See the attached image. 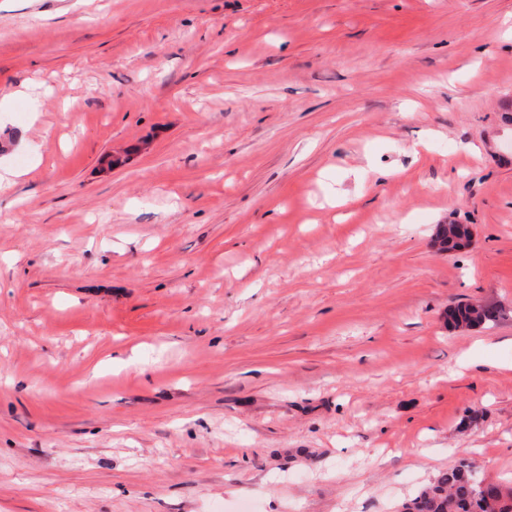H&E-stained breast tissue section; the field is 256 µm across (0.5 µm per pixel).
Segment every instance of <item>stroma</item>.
<instances>
[{
  "mask_svg": "<svg viewBox=\"0 0 512 512\" xmlns=\"http://www.w3.org/2000/svg\"><path fill=\"white\" fill-rule=\"evenodd\" d=\"M0 135V512L512 487V0H0ZM467 224H440L436 238L442 251L452 252L461 248L460 241L470 233ZM451 235V237L449 236ZM506 316V309L496 302L461 303L448 309V328H487Z\"/></svg>",
  "mask_w": 512,
  "mask_h": 512,
  "instance_id": "1",
  "label": "stroma"
}]
</instances>
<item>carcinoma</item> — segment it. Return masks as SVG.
<instances>
[{"instance_id":"cac0c4a2","label":"carcinoma","mask_w":512,"mask_h":512,"mask_svg":"<svg viewBox=\"0 0 512 512\" xmlns=\"http://www.w3.org/2000/svg\"><path fill=\"white\" fill-rule=\"evenodd\" d=\"M469 233L466 224H440L436 238L441 250L452 252ZM506 316V309L496 302L461 303L448 309V328H487ZM473 470L472 461H457L404 499L398 512H512V491L477 480Z\"/></svg>"}]
</instances>
